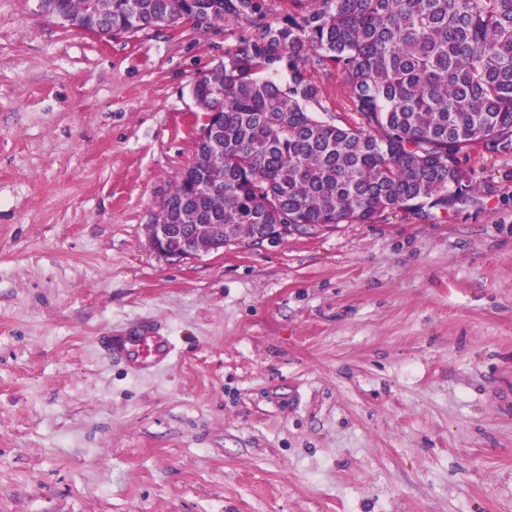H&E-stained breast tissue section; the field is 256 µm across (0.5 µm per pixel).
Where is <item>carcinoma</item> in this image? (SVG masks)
<instances>
[{"instance_id": "1", "label": "carcinoma", "mask_w": 512, "mask_h": 512, "mask_svg": "<svg viewBox=\"0 0 512 512\" xmlns=\"http://www.w3.org/2000/svg\"><path fill=\"white\" fill-rule=\"evenodd\" d=\"M257 22L258 0H56L62 24L112 36L177 26L253 24L201 73L204 112L224 113L154 217L187 231L259 224H370L387 211L448 208L474 190L472 144L512 152V0H293ZM336 70L360 125L318 119L311 71Z\"/></svg>"}]
</instances>
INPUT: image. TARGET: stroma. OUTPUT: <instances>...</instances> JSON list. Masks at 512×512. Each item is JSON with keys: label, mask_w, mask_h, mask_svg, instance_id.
Returning <instances> with one entry per match:
<instances>
[{"label": "stroma", "mask_w": 512, "mask_h": 512, "mask_svg": "<svg viewBox=\"0 0 512 512\" xmlns=\"http://www.w3.org/2000/svg\"><path fill=\"white\" fill-rule=\"evenodd\" d=\"M252 30L0 0V512H512V153L445 211L151 248L192 83ZM146 322L177 355L136 371L106 343Z\"/></svg>", "instance_id": "35a3bbf8"}]
</instances>
